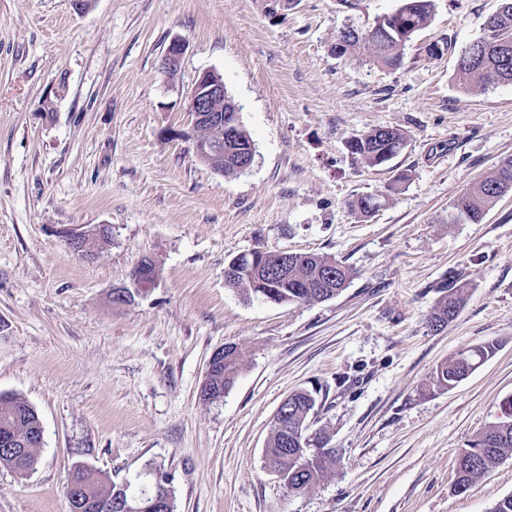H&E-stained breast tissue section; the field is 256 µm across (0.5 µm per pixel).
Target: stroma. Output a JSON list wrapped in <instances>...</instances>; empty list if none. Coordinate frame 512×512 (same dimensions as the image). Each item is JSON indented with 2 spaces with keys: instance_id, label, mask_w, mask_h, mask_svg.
I'll list each match as a JSON object with an SVG mask.
<instances>
[{
  "instance_id": "1",
  "label": "stroma",
  "mask_w": 512,
  "mask_h": 512,
  "mask_svg": "<svg viewBox=\"0 0 512 512\" xmlns=\"http://www.w3.org/2000/svg\"><path fill=\"white\" fill-rule=\"evenodd\" d=\"M500 3L435 0L389 68L334 47L399 0H0V393L43 425L32 471L0 466V512H70L77 463L134 491L167 475L174 512H489L512 495V455L451 488L458 455L512 397V192L480 223L448 221L458 193L512 158V84L471 87L456 68ZM175 38L186 53L169 75ZM204 71L254 143L232 177L193 149ZM380 126L406 145L371 167L347 142ZM360 194L382 202L371 217L350 207ZM97 224L112 242L83 260L63 233ZM258 248L333 257L350 283L326 301L245 298L224 269ZM144 259L155 287L113 303ZM452 271L470 288L435 331ZM486 341L498 348L467 379L423 393L437 365ZM227 343L237 382L204 400ZM297 390L337 455L293 494L264 450Z\"/></svg>"
}]
</instances>
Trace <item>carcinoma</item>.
<instances>
[{
    "instance_id": "carcinoma-1",
    "label": "carcinoma",
    "mask_w": 512,
    "mask_h": 512,
    "mask_svg": "<svg viewBox=\"0 0 512 512\" xmlns=\"http://www.w3.org/2000/svg\"><path fill=\"white\" fill-rule=\"evenodd\" d=\"M435 9V0H401L393 12L378 18L372 34L365 38L351 34L340 35L344 42L343 53L369 52L379 62L396 67L400 65L407 46L415 35L430 23ZM486 30L493 31L495 42L485 50L475 53V60L457 67L460 77L467 83L485 87L495 82H512V0H502L499 10L490 17ZM405 134L397 128L379 127L356 137V144L350 145L352 153L360 156L368 165L375 167L386 162L387 153L396 142H405ZM252 146V140L243 125H238L234 143L224 144V176L239 173V153L235 146ZM512 191V158L505 159L497 172L480 183L459 194L450 208L459 211L465 220L479 223L485 212L500 196ZM378 198L360 195L351 202V208L363 217H369L378 209ZM282 267L272 266L260 272L249 265L241 264V271L228 286L238 288L247 294H257L254 283L263 279L275 289L282 302L301 303L325 301L327 294L340 293L346 288L351 270L342 262L324 255L301 254L289 259L288 275L281 276ZM467 284L453 273L441 285L444 297L429 319L433 328H442L458 316ZM497 350L494 341L483 342L461 349L448 360L436 367L430 376L428 388L448 390ZM241 370L240 357L224 363V369L217 370L214 386L231 390ZM288 414L278 416L266 448V457L271 468L284 475L283 482L291 493L303 492L315 485L336 462V449L328 447V439L315 434L314 448H299L293 443L291 434L302 432L315 408L312 394L304 391L288 395L285 403ZM504 418L487 426L471 442L457 460L453 491H467L475 478L488 472L505 457L512 455V398L503 403ZM41 419L29 403L16 394L0 395V433L10 432L28 442L24 455L0 447V465L20 471L25 465H35L36 448L29 445L31 437L38 432ZM70 482L80 488L85 499L125 498L128 491L112 484L106 477L92 470L76 467Z\"/></svg>"
}]
</instances>
